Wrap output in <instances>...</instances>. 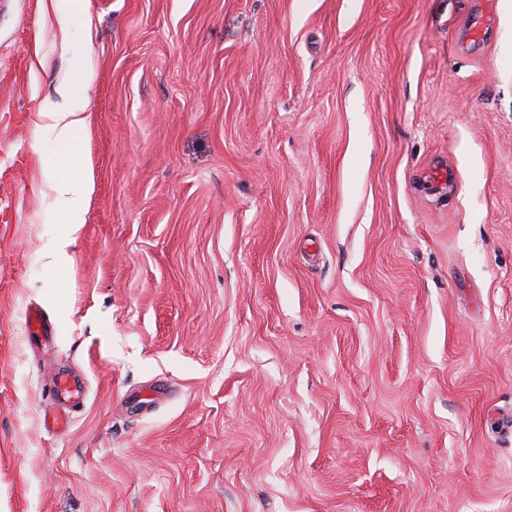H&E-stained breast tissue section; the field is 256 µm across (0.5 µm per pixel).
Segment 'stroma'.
<instances>
[{"instance_id":"1","label":"stroma","mask_w":512,"mask_h":512,"mask_svg":"<svg viewBox=\"0 0 512 512\" xmlns=\"http://www.w3.org/2000/svg\"><path fill=\"white\" fill-rule=\"evenodd\" d=\"M492 2L474 45L481 0L0 4V512H512ZM76 60L72 234L41 111ZM60 372L86 401L52 430ZM53 185L60 203L73 217L69 232L73 234L79 230L78 224H82L81 215L86 199L94 190L92 170L80 155H67L54 176ZM52 328L44 323L41 313L36 309L26 312V336L29 345L36 343L41 337L52 333Z\"/></svg>"}]
</instances>
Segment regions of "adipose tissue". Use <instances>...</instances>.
<instances>
[{"instance_id": "obj_1", "label": "adipose tissue", "mask_w": 512, "mask_h": 512, "mask_svg": "<svg viewBox=\"0 0 512 512\" xmlns=\"http://www.w3.org/2000/svg\"><path fill=\"white\" fill-rule=\"evenodd\" d=\"M89 81L83 68L73 66L71 79L60 90L63 102L47 112V122L42 128L46 143L72 149L55 174L53 185L60 203L69 210L76 225L80 224L85 202L94 190L91 169L85 159L75 154L88 120L86 90Z\"/></svg>"}]
</instances>
